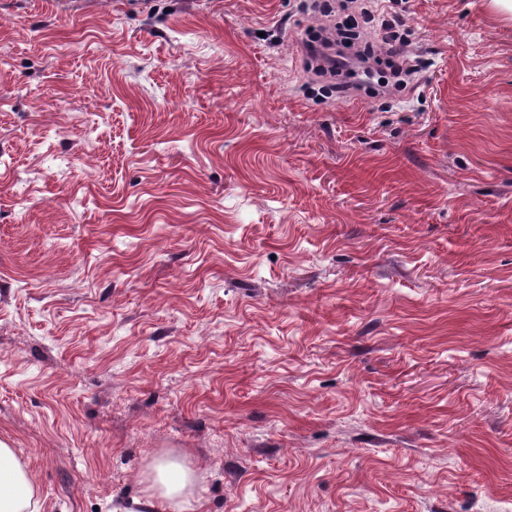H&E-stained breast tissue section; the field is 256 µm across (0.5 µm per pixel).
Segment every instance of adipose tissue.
Instances as JSON below:
<instances>
[{
    "label": "adipose tissue",
    "mask_w": 512,
    "mask_h": 512,
    "mask_svg": "<svg viewBox=\"0 0 512 512\" xmlns=\"http://www.w3.org/2000/svg\"><path fill=\"white\" fill-rule=\"evenodd\" d=\"M147 489L133 499L128 512H157L163 504L187 503L193 494L195 474L172 457L154 460L146 473ZM35 483L18 459L14 448L0 440V512H39Z\"/></svg>",
    "instance_id": "ef3b65f1"
}]
</instances>
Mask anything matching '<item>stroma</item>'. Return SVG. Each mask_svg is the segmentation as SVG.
<instances>
[{"instance_id": "35a3bbf8", "label": "stroma", "mask_w": 512, "mask_h": 512, "mask_svg": "<svg viewBox=\"0 0 512 512\" xmlns=\"http://www.w3.org/2000/svg\"><path fill=\"white\" fill-rule=\"evenodd\" d=\"M303 0H0V439L41 512H512V21L400 0L408 96ZM382 0H312L314 24L300 38L299 47L305 62L304 76L310 84H322L328 98H386L405 91L418 72V61L410 53V41L384 18L388 5ZM345 3L358 4L359 11L340 17ZM378 27L383 32L379 41L366 37V28ZM355 66L367 72L380 71L388 77L376 84L352 81ZM336 95V96H335ZM336 97V98H335ZM146 483L145 494L134 498L126 512H156L164 503H187L193 494L195 474L178 460L167 456L154 460L148 466Z\"/></svg>"}]
</instances>
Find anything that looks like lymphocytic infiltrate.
Returning <instances> with one entry per match:
<instances>
[{
	"label": "lymphocytic infiltrate",
	"instance_id": "obj_1",
	"mask_svg": "<svg viewBox=\"0 0 512 512\" xmlns=\"http://www.w3.org/2000/svg\"><path fill=\"white\" fill-rule=\"evenodd\" d=\"M312 0L314 22L300 38L307 83L337 99L386 98L405 91L418 71L407 37L383 22V0Z\"/></svg>",
	"mask_w": 512,
	"mask_h": 512
}]
</instances>
